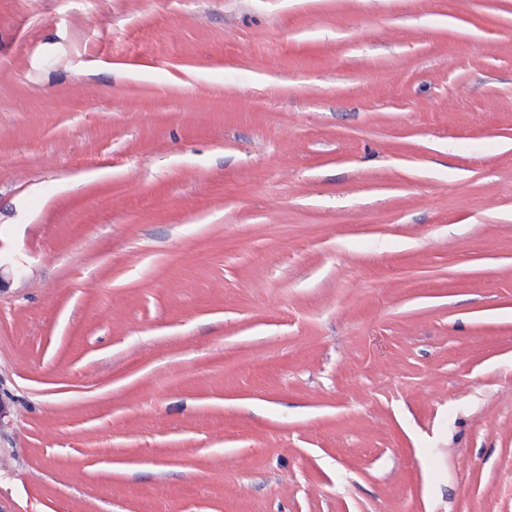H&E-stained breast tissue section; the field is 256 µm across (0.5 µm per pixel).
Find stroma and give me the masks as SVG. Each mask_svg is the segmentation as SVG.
Instances as JSON below:
<instances>
[{"instance_id": "1", "label": "stroma", "mask_w": 512, "mask_h": 512, "mask_svg": "<svg viewBox=\"0 0 512 512\" xmlns=\"http://www.w3.org/2000/svg\"><path fill=\"white\" fill-rule=\"evenodd\" d=\"M0 512H512V0H0Z\"/></svg>"}]
</instances>
